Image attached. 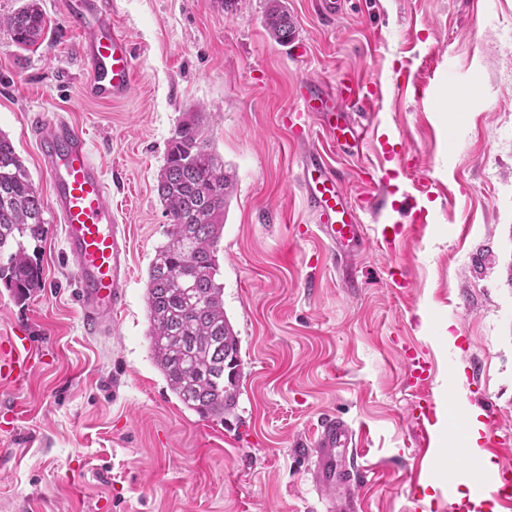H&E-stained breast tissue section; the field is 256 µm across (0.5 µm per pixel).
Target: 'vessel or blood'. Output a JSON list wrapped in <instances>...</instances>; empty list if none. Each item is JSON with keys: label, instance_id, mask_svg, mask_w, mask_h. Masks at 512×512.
I'll return each instance as SVG.
<instances>
[{"label": "vessel or blood", "instance_id": "b4317fda", "mask_svg": "<svg viewBox=\"0 0 512 512\" xmlns=\"http://www.w3.org/2000/svg\"><path fill=\"white\" fill-rule=\"evenodd\" d=\"M66 17L71 28L82 34L80 57L86 74L85 94L93 99L119 102L127 99L134 84L135 56L131 41L112 20L110 0H66ZM376 94L371 83L354 76L339 86L312 82L302 89L305 111L324 116L327 146L312 144L306 124L296 123V139L308 142L301 160L300 188L306 206L320 219L336 267L370 245L361 232L359 206L348 196L344 179L330 162V151H345L364 138L373 137L374 127L351 122L354 111H370ZM25 126L34 137L48 176L51 204L61 223L65 252L75 263V292L88 335L99 336L112 328V315L120 307L130 273L126 230L112 206V195L104 171L93 157L86 134L62 118L30 112ZM429 182L417 180L413 192L400 201V212L411 216L408 229L382 230L384 242L394 243L397 234H418L428 222L418 199L428 194ZM409 376L414 383L427 384L434 368L425 351L408 358ZM33 372L29 338L22 327L0 338V379L13 382L28 379ZM362 439L341 418L323 420L311 453L312 483L326 493V512H359L351 488L360 478L359 470L348 465L349 457L360 455ZM477 497L489 496L502 505L512 504V468L501 467L479 479Z\"/></svg>", "mask_w": 512, "mask_h": 512}]
</instances>
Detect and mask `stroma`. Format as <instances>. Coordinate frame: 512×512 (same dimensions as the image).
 Wrapping results in <instances>:
<instances>
[{
  "mask_svg": "<svg viewBox=\"0 0 512 512\" xmlns=\"http://www.w3.org/2000/svg\"><path fill=\"white\" fill-rule=\"evenodd\" d=\"M65 0H39V49L17 47L0 25V133L37 187L45 221L34 256L43 282L18 301L0 282V336L23 325L33 376L0 381V512H322L310 453L319 420L335 415L368 431L354 489L363 512H445L472 494L449 478L433 437L432 474L412 485L423 441L412 417L432 399L444 426L465 438L466 411L494 409L512 465V0H287L292 43L267 32V0H112V19L136 52L127 100L83 93L81 37ZM361 74L375 83L372 111L355 123L402 142L417 174L437 188L425 234L371 248L332 267L305 207L300 163L285 114L299 84ZM426 89L417 99L397 75ZM60 115L85 131L126 224L130 277L112 332H85L75 263L66 256L49 181L24 116ZM199 113L233 179L218 261L224 311L240 340L243 377L226 421L183 407L151 358L147 270L167 239L156 191L165 149L187 113ZM361 204L366 237L401 223L391 206L411 189L378 142L332 156ZM387 169L389 188L358 175ZM399 266L410 281L396 291ZM451 336H444V329ZM427 350L432 389L409 384L405 347Z\"/></svg>",
  "mask_w": 512,
  "mask_h": 512,
  "instance_id": "35a3bbf8",
  "label": "stroma"
}]
</instances>
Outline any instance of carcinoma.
I'll return each instance as SVG.
<instances>
[{"instance_id": "obj_1", "label": "carcinoma", "mask_w": 512, "mask_h": 512, "mask_svg": "<svg viewBox=\"0 0 512 512\" xmlns=\"http://www.w3.org/2000/svg\"><path fill=\"white\" fill-rule=\"evenodd\" d=\"M13 42L40 45L46 19L37 0H27L0 19ZM270 37L286 43L294 23L283 0H269ZM233 190L232 176L208 144L195 114L176 127L157 179L169 218L168 240L156 247L147 277L146 304L151 357L181 404L204 419L234 413L243 375L240 341L224 313L218 282V246ZM44 233L40 194L13 143L0 135V280L18 299L41 287V269L25 240Z\"/></svg>"}]
</instances>
